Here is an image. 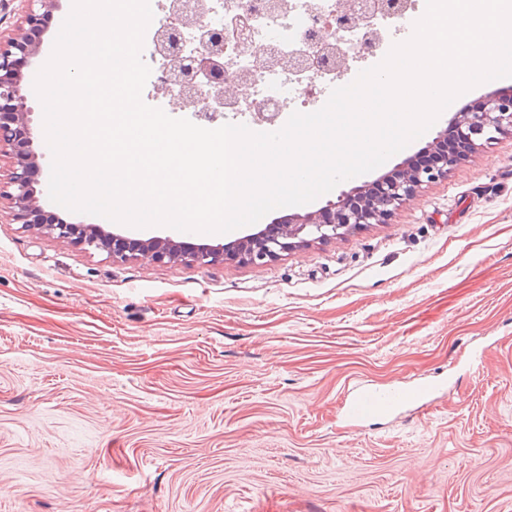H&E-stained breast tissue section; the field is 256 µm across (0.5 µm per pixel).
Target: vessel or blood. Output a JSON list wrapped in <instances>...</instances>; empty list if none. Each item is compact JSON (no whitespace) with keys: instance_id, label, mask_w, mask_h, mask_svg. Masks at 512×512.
<instances>
[{"instance_id":"1","label":"vessel or blood","mask_w":512,"mask_h":512,"mask_svg":"<svg viewBox=\"0 0 512 512\" xmlns=\"http://www.w3.org/2000/svg\"><path fill=\"white\" fill-rule=\"evenodd\" d=\"M440 391V386L430 383L385 390L357 387L343 404L344 417L355 425L390 410L407 406L423 408L429 406Z\"/></svg>"}]
</instances>
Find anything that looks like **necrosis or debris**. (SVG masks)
Wrapping results in <instances>:
<instances>
[{"mask_svg": "<svg viewBox=\"0 0 512 512\" xmlns=\"http://www.w3.org/2000/svg\"><path fill=\"white\" fill-rule=\"evenodd\" d=\"M239 0H156L153 19L148 26L141 58L151 70L145 84L144 102L163 107L171 88L165 82L170 59L160 51L161 33L169 31L179 40L180 55H198L199 41L184 27L187 17L198 19L203 29L226 32L244 30L245 40L261 50L276 51L279 62L266 64L252 72L248 57L233 43H226L221 57L227 80L245 85V96L224 102L222 108L212 103L214 89L198 85L184 98L180 111L189 113L193 123L214 129L227 123L268 125L276 131L281 118L293 112H314L322 108L333 88L352 83L358 73L378 64L386 56L387 45L401 33L403 22L418 11L421 0H408L406 10L390 17L376 14L369 27L355 28L344 50L348 65L340 72L326 71L317 57L308 53L310 46H323L336 25L338 0H280L277 10H270L269 0H251L250 11L237 7ZM267 104L278 119L264 123L258 114L259 104Z\"/></svg>", "mask_w": 512, "mask_h": 512, "instance_id": "1", "label": "necrosis or debris"}]
</instances>
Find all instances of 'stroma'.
Returning <instances> with one entry per match:
<instances>
[{
    "label": "stroma",
    "mask_w": 512,
    "mask_h": 512,
    "mask_svg": "<svg viewBox=\"0 0 512 512\" xmlns=\"http://www.w3.org/2000/svg\"><path fill=\"white\" fill-rule=\"evenodd\" d=\"M422 379L432 405L345 421L355 386ZM0 512H512V133L259 265L115 262L1 218Z\"/></svg>",
    "instance_id": "obj_1"
}]
</instances>
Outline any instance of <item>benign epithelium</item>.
I'll return each mask as SVG.
<instances>
[{
  "label": "benign epithelium",
  "mask_w": 512,
  "mask_h": 512,
  "mask_svg": "<svg viewBox=\"0 0 512 512\" xmlns=\"http://www.w3.org/2000/svg\"><path fill=\"white\" fill-rule=\"evenodd\" d=\"M23 16L21 32L0 39V157L14 160L9 191L0 192V198L9 201L7 217L25 228L45 229L60 239L71 241L88 251L106 253L113 261L130 258H148L155 262L183 257L190 262L207 266L227 257L242 259L252 264H264L295 247V241L306 242V237L331 240L341 237L363 224L384 222L392 211L413 191L427 183L448 176L457 162V155L447 154L439 163L425 170L406 161L376 181L349 191H341L336 200L328 202L319 212L293 224H270L220 248L170 239L148 242L105 230L95 224H74L62 220L46 224L36 197L37 176L42 173L41 155L35 149L38 133L32 126L33 108L29 104L24 70L41 53L39 34L45 17L58 8L59 0H21ZM203 51L191 59H181L176 53V38L166 33L162 46L173 57L169 81L175 85L191 86L203 78L216 87V103L223 102L224 71L217 51L222 48L221 33L201 34ZM464 148L476 142L489 143L495 135L512 131V93H495L484 97L474 112H457L448 121Z\"/></svg>",
  "instance_id": "1"
}]
</instances>
